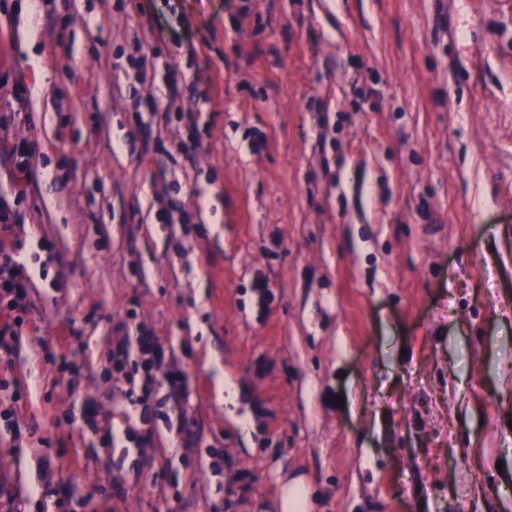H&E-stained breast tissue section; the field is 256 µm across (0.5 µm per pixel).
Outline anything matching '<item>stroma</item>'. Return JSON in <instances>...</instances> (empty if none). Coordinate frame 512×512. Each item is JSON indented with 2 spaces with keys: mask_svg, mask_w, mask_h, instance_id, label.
Segmentation results:
<instances>
[{
  "mask_svg": "<svg viewBox=\"0 0 512 512\" xmlns=\"http://www.w3.org/2000/svg\"><path fill=\"white\" fill-rule=\"evenodd\" d=\"M0 198V512H512V0H0ZM16 215L8 203L0 204V359L6 355L12 361L16 353V339L22 326L20 318L11 313L26 290L24 265L18 261L15 251L5 245L2 234L11 232L16 223ZM10 299L3 305L2 299ZM4 297V298H3ZM132 352L138 356V361L134 362V370L141 374L142 379L140 394L132 404L140 410V422L147 426L138 435V441L147 443L152 438V423L157 417L155 406H162L168 401L179 403L187 397L190 381L184 371L173 368L174 350L165 349L156 336L141 327L137 329L136 336H126L123 340L112 344V349L105 355V361L115 371L121 372L128 365ZM159 374L166 379L168 389L163 399H157ZM312 508L306 479L303 476L288 478L280 489V512H309Z\"/></svg>",
  "mask_w": 512,
  "mask_h": 512,
  "instance_id": "35a3bbf8",
  "label": "stroma"
}]
</instances>
